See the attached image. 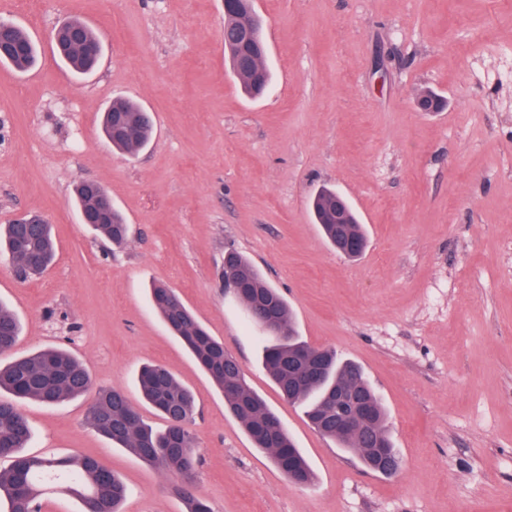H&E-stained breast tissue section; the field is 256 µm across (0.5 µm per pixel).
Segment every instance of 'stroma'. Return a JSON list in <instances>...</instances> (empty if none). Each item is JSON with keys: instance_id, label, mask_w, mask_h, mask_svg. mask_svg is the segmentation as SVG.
Here are the masks:
<instances>
[{"instance_id": "1", "label": "stroma", "mask_w": 512, "mask_h": 512, "mask_svg": "<svg viewBox=\"0 0 512 512\" xmlns=\"http://www.w3.org/2000/svg\"><path fill=\"white\" fill-rule=\"evenodd\" d=\"M272 74L245 96L224 58L222 0H0V19L41 46L0 65V224L40 214L55 258L0 301L21 323L0 362L69 348L95 386L123 390L164 428L136 375L168 368L195 397V491L213 512H512V0H256ZM93 26L87 77L54 56L51 31ZM430 90L443 111H416ZM125 97L155 132L117 152L101 113ZM94 180L129 226L115 247L81 223L73 189ZM365 224V254L336 253L313 224L320 188ZM245 255L287 300L300 336L361 365L402 461L365 469L317 433L262 368V343L224 290ZM173 288L240 364L292 437L312 486L288 483L150 304ZM86 399L22 404L34 454L95 456L130 489L123 512H185L178 480L113 447ZM13 35L21 42L19 52L9 55H0V64L12 66L17 70L24 71L34 66L38 59V46L31 36L20 26L15 25Z\"/></svg>"}]
</instances>
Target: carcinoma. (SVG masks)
<instances>
[{
  "label": "carcinoma",
  "instance_id": "cac0c4a2",
  "mask_svg": "<svg viewBox=\"0 0 512 512\" xmlns=\"http://www.w3.org/2000/svg\"><path fill=\"white\" fill-rule=\"evenodd\" d=\"M12 33L20 41L19 52L0 55V64L27 70L37 62L38 46L20 26H15ZM59 59L77 74L87 73L92 68V62L86 57L65 53L59 55ZM228 62L247 96L254 98L269 85L270 74L257 82L251 75L235 71L233 59ZM140 110V105L126 99L112 101L101 123L102 133L112 147L130 154L149 143L153 123L136 126L132 136L117 123V118L135 116ZM335 202L336 191L329 188L320 190L311 200L314 223L319 225L324 238L334 246L340 231L367 245L363 224H335ZM93 231L101 240L120 247L127 240L128 227L115 209L110 222L93 225ZM54 252L51 225H0V254L7 255L10 261L30 255L38 261L34 268L13 269L16 277L25 280L44 270L52 262ZM227 262L237 284L244 290L243 305L262 304L266 306V313L272 314L275 330L262 331L265 341L262 364L283 398L298 405L317 432L334 441L337 447L357 455L362 465L372 470L374 459L362 436L357 432L336 431V391L351 387L357 398L374 410V430L383 447L397 454L386 408L362 369L338 357L334 350L303 341L294 330L286 299L245 257L231 252ZM151 303L169 331L184 343L224 394V405L255 447L270 454L289 483L301 487L312 484L315 476L305 458L266 401L248 385L237 360L224 351V344L210 336L172 289L161 284L153 286ZM20 333L16 315L0 303V352L12 348ZM136 382L143 399L165 419L164 429L156 430L147 425L123 391L93 389L87 369L65 349L38 350L0 366V460L10 459V465L0 469V501L6 503V512H33L41 508L42 499L51 492L80 500L81 512H121L128 488L95 457L25 453L31 428L19 402L35 400L55 405L90 392L94 396L87 407L86 420L98 434L163 472L179 476L186 512H212L208 501L193 492L195 438L188 428L194 414L191 392L160 364L142 366Z\"/></svg>",
  "mask_w": 512,
  "mask_h": 512
}]
</instances>
